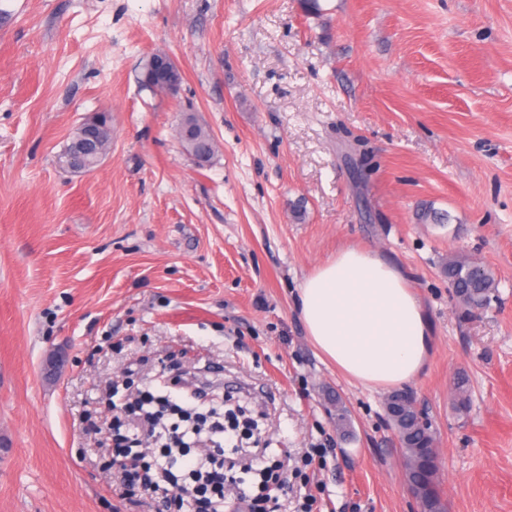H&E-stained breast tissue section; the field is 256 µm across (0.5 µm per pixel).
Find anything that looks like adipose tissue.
Returning <instances> with one entry per match:
<instances>
[{"instance_id": "adipose-tissue-1", "label": "adipose tissue", "mask_w": 512, "mask_h": 512, "mask_svg": "<svg viewBox=\"0 0 512 512\" xmlns=\"http://www.w3.org/2000/svg\"><path fill=\"white\" fill-rule=\"evenodd\" d=\"M297 311L320 357L373 389L415 382L431 333L409 275L366 246H348L298 290Z\"/></svg>"}]
</instances>
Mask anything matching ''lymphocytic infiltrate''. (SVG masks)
I'll return each mask as SVG.
<instances>
[{"mask_svg": "<svg viewBox=\"0 0 512 512\" xmlns=\"http://www.w3.org/2000/svg\"><path fill=\"white\" fill-rule=\"evenodd\" d=\"M204 390L198 380L180 375L162 394L139 392L128 411L137 421L134 434L122 433L121 415L112 418L123 495L150 500L152 512H280L270 482L287 468L284 459L259 466L265 449L245 452V440L259 436L256 419L240 410L192 405ZM256 488L227 501L229 485Z\"/></svg>", "mask_w": 512, "mask_h": 512, "instance_id": "f902f5d3", "label": "lymphocytic infiltrate"}]
</instances>
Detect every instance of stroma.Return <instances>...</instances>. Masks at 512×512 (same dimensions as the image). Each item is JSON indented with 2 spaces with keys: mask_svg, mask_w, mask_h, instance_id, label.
<instances>
[{
  "mask_svg": "<svg viewBox=\"0 0 512 512\" xmlns=\"http://www.w3.org/2000/svg\"><path fill=\"white\" fill-rule=\"evenodd\" d=\"M155 52L177 98L139 83ZM97 112L112 146L70 173ZM354 244L428 316L411 389L446 512H512V0H0V512H148L103 475L106 400L124 378L158 391L174 360L240 380L271 453L330 442L287 483L321 512H417L384 393L322 361L295 307ZM451 254L493 273L480 314ZM196 131L194 137L185 139L181 136V143L184 149L193 157L201 150H207L208 145L213 140V136L208 128L199 120H195Z\"/></svg>",
  "mask_w": 512,
  "mask_h": 512,
  "instance_id": "obj_1",
  "label": "stroma"
}]
</instances>
